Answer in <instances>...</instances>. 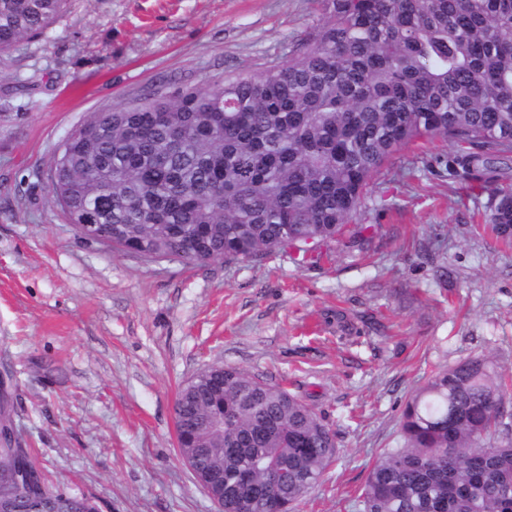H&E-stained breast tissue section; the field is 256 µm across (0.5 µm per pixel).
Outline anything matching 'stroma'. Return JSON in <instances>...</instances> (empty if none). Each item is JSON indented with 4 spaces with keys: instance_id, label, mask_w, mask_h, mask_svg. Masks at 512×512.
<instances>
[{
    "instance_id": "stroma-1",
    "label": "stroma",
    "mask_w": 512,
    "mask_h": 512,
    "mask_svg": "<svg viewBox=\"0 0 512 512\" xmlns=\"http://www.w3.org/2000/svg\"><path fill=\"white\" fill-rule=\"evenodd\" d=\"M314 0H71L0 55V380L15 446L101 512H217L176 447L179 387L215 364L285 382L339 431L296 512H357L409 397L487 354L512 373V247L441 139L398 151L327 256L151 260L79 239L49 193L91 112L287 61Z\"/></svg>"
}]
</instances>
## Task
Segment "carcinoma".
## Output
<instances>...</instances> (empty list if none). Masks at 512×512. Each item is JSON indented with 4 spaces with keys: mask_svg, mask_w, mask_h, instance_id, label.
Masks as SVG:
<instances>
[{
    "mask_svg": "<svg viewBox=\"0 0 512 512\" xmlns=\"http://www.w3.org/2000/svg\"><path fill=\"white\" fill-rule=\"evenodd\" d=\"M70 0H0V53L47 32ZM309 42L259 74L147 91L90 113L54 159L49 193L70 223L112 225V248L157 258L248 262L292 249L303 263L336 241L402 146L444 138L465 182L512 149V0H318ZM488 218L512 240V190ZM487 356L437 368L407 402L403 443L359 489L361 512H512V403ZM180 455L262 489L254 512H292L338 453L337 433L287 386L214 365L175 400ZM488 439L490 443L480 445ZM18 512H99L68 494L27 448L0 447V497Z\"/></svg>",
    "mask_w": 512,
    "mask_h": 512,
    "instance_id": "carcinoma-1",
    "label": "carcinoma"
}]
</instances>
